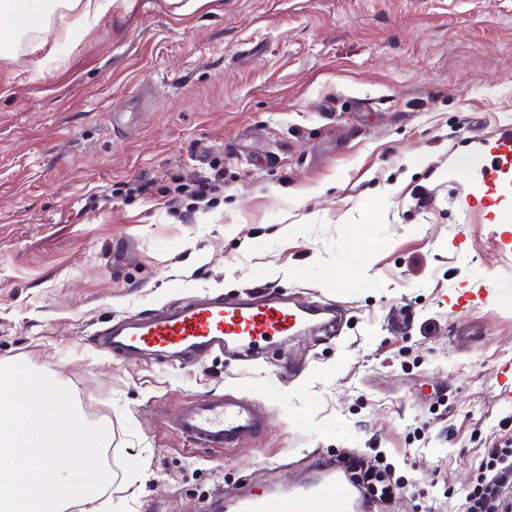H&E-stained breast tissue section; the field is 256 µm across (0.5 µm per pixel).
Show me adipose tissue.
Returning a JSON list of instances; mask_svg holds the SVG:
<instances>
[{
    "label": "adipose tissue",
    "mask_w": 512,
    "mask_h": 512,
    "mask_svg": "<svg viewBox=\"0 0 512 512\" xmlns=\"http://www.w3.org/2000/svg\"><path fill=\"white\" fill-rule=\"evenodd\" d=\"M117 0H0V43H17L30 29L33 14L75 16L84 22L111 11Z\"/></svg>",
    "instance_id": "1"
}]
</instances>
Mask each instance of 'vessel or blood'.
I'll use <instances>...</instances> for the list:
<instances>
[{
    "instance_id": "b4317fda",
    "label": "vessel or blood",
    "mask_w": 512,
    "mask_h": 512,
    "mask_svg": "<svg viewBox=\"0 0 512 512\" xmlns=\"http://www.w3.org/2000/svg\"><path fill=\"white\" fill-rule=\"evenodd\" d=\"M325 305L300 304L284 296L259 292L238 301L223 296L191 299L129 321L113 330V345L128 352L186 353L223 349L234 344L252 350L273 338L298 331L329 314ZM260 410L222 396L201 398L182 408L179 431L196 445L226 450L259 432ZM234 512H363V502L337 490L336 471L320 468L316 477L281 493L233 496Z\"/></svg>"
}]
</instances>
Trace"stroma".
<instances>
[{
    "label": "stroma",
    "mask_w": 512,
    "mask_h": 512,
    "mask_svg": "<svg viewBox=\"0 0 512 512\" xmlns=\"http://www.w3.org/2000/svg\"><path fill=\"white\" fill-rule=\"evenodd\" d=\"M131 2L0 49V364L111 421L112 507L224 512L327 460L362 496L380 458L405 489L371 512H451L512 443V0ZM257 288L335 318L248 357L98 344ZM212 394L263 428L195 448Z\"/></svg>",
    "instance_id": "obj_1"
}]
</instances>
